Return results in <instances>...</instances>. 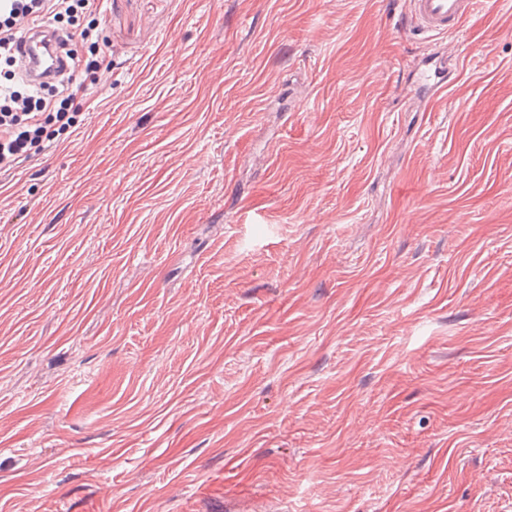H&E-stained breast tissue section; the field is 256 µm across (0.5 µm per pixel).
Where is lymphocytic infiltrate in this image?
Instances as JSON below:
<instances>
[{"mask_svg":"<svg viewBox=\"0 0 512 512\" xmlns=\"http://www.w3.org/2000/svg\"><path fill=\"white\" fill-rule=\"evenodd\" d=\"M8 7L0 10V64L12 65L18 46V34L31 22L44 19L52 22L80 15L99 14L102 0H6ZM87 46L86 56L65 50L68 66L79 69L80 80L63 81L56 97H45L41 87L17 88L12 73L0 78V173L9 172L21 161L45 154L57 142L48 133V124L67 130L91 104L88 94L98 83L101 70L110 69L112 60L101 49L94 26L79 31Z\"/></svg>","mask_w":512,"mask_h":512,"instance_id":"obj_1","label":"lymphocytic infiltrate"}]
</instances>
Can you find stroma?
<instances>
[{
    "label": "stroma",
    "instance_id": "stroma-1",
    "mask_svg": "<svg viewBox=\"0 0 512 512\" xmlns=\"http://www.w3.org/2000/svg\"><path fill=\"white\" fill-rule=\"evenodd\" d=\"M404 9L108 0L0 178V512H512V0ZM410 27L420 34L456 33L477 0H407ZM92 19L87 27L75 31L70 37L78 35L87 45V56H78L72 49L66 48V40L59 41V47L66 58L68 70L80 69L78 82L72 75L62 82L57 98L45 97L46 83L32 86L28 83L23 90L15 84L0 81V173L9 172L21 161L45 154L57 142L53 134L46 132L47 125H58L57 131L68 130L78 123L77 118L89 109V91L98 84L101 70L112 67V59L99 46V37L95 32ZM78 33V34H77ZM64 71V68L61 69ZM26 86V87H25Z\"/></svg>",
    "mask_w": 512,
    "mask_h": 512
}]
</instances>
